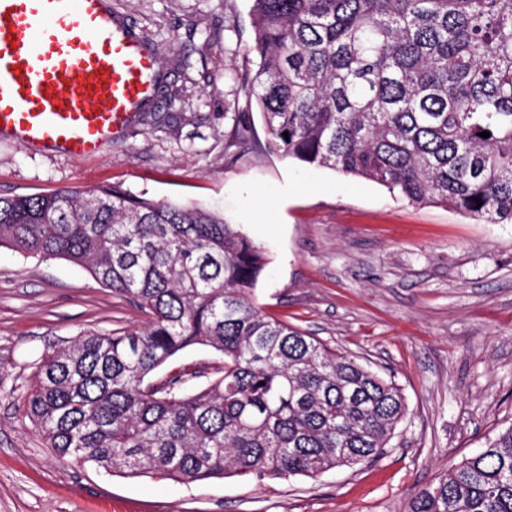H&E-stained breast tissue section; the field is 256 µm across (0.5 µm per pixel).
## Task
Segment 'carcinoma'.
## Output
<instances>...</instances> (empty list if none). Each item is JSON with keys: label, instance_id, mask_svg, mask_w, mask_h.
I'll use <instances>...</instances> for the list:
<instances>
[{"label": "carcinoma", "instance_id": "cac0c4a2", "mask_svg": "<svg viewBox=\"0 0 512 512\" xmlns=\"http://www.w3.org/2000/svg\"><path fill=\"white\" fill-rule=\"evenodd\" d=\"M251 2L270 152L512 223V0ZM3 246L83 266L150 314L43 359L25 412L60 457L183 483L313 478L381 455L407 411L393 381L262 312L266 254L211 210L115 187L0 196ZM194 345L222 358L205 386L148 382ZM410 512H512V427Z\"/></svg>", "mask_w": 512, "mask_h": 512}]
</instances>
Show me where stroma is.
I'll return each mask as SVG.
<instances>
[{
    "label": "stroma",
    "instance_id": "stroma-1",
    "mask_svg": "<svg viewBox=\"0 0 512 512\" xmlns=\"http://www.w3.org/2000/svg\"><path fill=\"white\" fill-rule=\"evenodd\" d=\"M112 4L158 53L159 84L180 102L153 96L85 160L0 137V195L114 186L222 211L268 257L257 306L394 381L407 413L379 458L315 478L179 483L59 457L24 412L41 360L147 317L82 267L0 247V512H409L450 465L512 426V223L268 152L241 87L257 65L251 0ZM218 364L195 346L152 381L201 386Z\"/></svg>",
    "mask_w": 512,
    "mask_h": 512
}]
</instances>
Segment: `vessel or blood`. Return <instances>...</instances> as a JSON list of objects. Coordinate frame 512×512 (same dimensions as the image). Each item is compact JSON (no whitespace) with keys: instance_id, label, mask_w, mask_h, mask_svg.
I'll use <instances>...</instances> for the list:
<instances>
[{"instance_id":"b4317fda","label":"vessel or blood","mask_w":512,"mask_h":512,"mask_svg":"<svg viewBox=\"0 0 512 512\" xmlns=\"http://www.w3.org/2000/svg\"><path fill=\"white\" fill-rule=\"evenodd\" d=\"M156 67L109 0H0V135L97 156L151 96Z\"/></svg>"}]
</instances>
